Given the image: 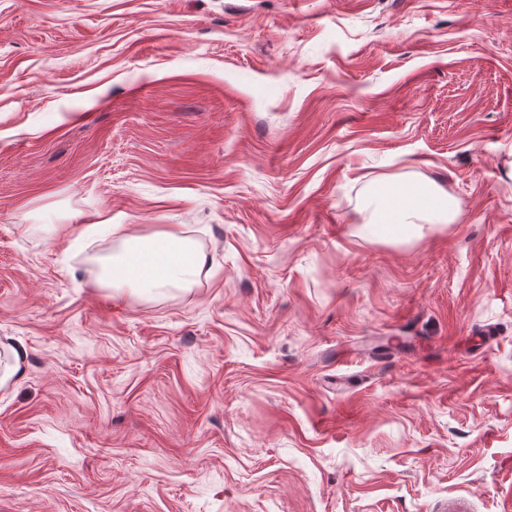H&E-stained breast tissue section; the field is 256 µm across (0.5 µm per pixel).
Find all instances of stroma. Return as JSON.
<instances>
[{"label": "stroma", "instance_id": "obj_1", "mask_svg": "<svg viewBox=\"0 0 512 512\" xmlns=\"http://www.w3.org/2000/svg\"><path fill=\"white\" fill-rule=\"evenodd\" d=\"M455 224L364 230L378 185ZM90 224L210 270L112 298ZM0 512H512V0H0Z\"/></svg>", "mask_w": 512, "mask_h": 512}]
</instances>
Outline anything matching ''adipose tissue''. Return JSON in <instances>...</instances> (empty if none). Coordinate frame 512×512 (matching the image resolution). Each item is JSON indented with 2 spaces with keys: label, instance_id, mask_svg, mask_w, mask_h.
Wrapping results in <instances>:
<instances>
[{
  "label": "adipose tissue",
  "instance_id": "adipose-tissue-1",
  "mask_svg": "<svg viewBox=\"0 0 512 512\" xmlns=\"http://www.w3.org/2000/svg\"><path fill=\"white\" fill-rule=\"evenodd\" d=\"M457 212V201L427 186L383 185L374 191L368 224L392 227L395 240L409 242L453 223ZM107 230L119 250L104 264L100 280L118 299L129 293L192 288L207 263L194 240L180 232L136 235L124 224L108 225Z\"/></svg>",
  "mask_w": 512,
  "mask_h": 512
}]
</instances>
